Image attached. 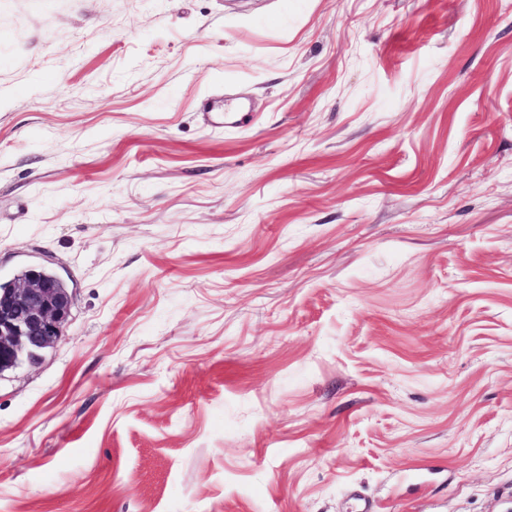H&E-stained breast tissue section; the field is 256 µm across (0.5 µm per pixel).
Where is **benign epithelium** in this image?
I'll return each instance as SVG.
<instances>
[{
    "mask_svg": "<svg viewBox=\"0 0 512 512\" xmlns=\"http://www.w3.org/2000/svg\"><path fill=\"white\" fill-rule=\"evenodd\" d=\"M72 302L69 290L56 287L38 269L0 297V375L57 344Z\"/></svg>",
    "mask_w": 512,
    "mask_h": 512,
    "instance_id": "benign-epithelium-1",
    "label": "benign epithelium"
}]
</instances>
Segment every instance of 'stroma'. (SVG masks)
I'll use <instances>...</instances> for the list:
<instances>
[{
  "label": "stroma",
  "instance_id": "1",
  "mask_svg": "<svg viewBox=\"0 0 512 512\" xmlns=\"http://www.w3.org/2000/svg\"><path fill=\"white\" fill-rule=\"evenodd\" d=\"M0 512L512 507V0H0ZM29 270L12 288L11 281L0 284V292L9 288L0 296V374L53 348L71 311L72 293L44 276H55L50 268Z\"/></svg>",
  "mask_w": 512,
  "mask_h": 512
}]
</instances>
